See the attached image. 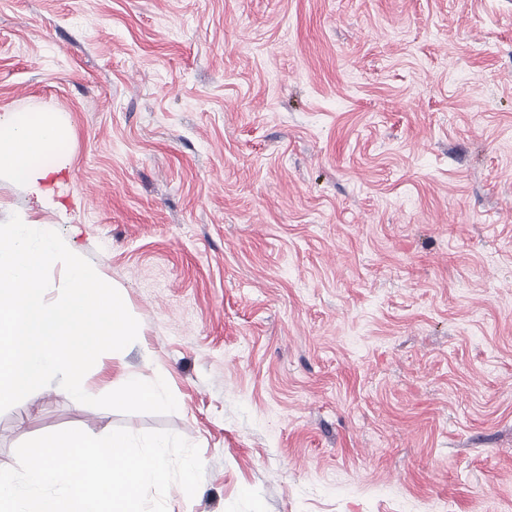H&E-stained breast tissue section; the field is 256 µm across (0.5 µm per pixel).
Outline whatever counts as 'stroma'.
Returning a JSON list of instances; mask_svg holds the SVG:
<instances>
[{"mask_svg":"<svg viewBox=\"0 0 512 512\" xmlns=\"http://www.w3.org/2000/svg\"><path fill=\"white\" fill-rule=\"evenodd\" d=\"M71 128L28 214L138 320L86 374L171 414L0 412L198 446L168 512H512V0H0V115Z\"/></svg>","mask_w":512,"mask_h":512,"instance_id":"1","label":"stroma"}]
</instances>
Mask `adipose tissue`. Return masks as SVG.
I'll return each mask as SVG.
<instances>
[{
  "label": "adipose tissue",
  "mask_w": 512,
  "mask_h": 512,
  "mask_svg": "<svg viewBox=\"0 0 512 512\" xmlns=\"http://www.w3.org/2000/svg\"><path fill=\"white\" fill-rule=\"evenodd\" d=\"M69 137L68 126L46 115L34 124L11 114L0 116V172L19 176L31 195L43 198L42 183L62 169L59 147Z\"/></svg>",
  "instance_id": "ef3b65f1"
}]
</instances>
